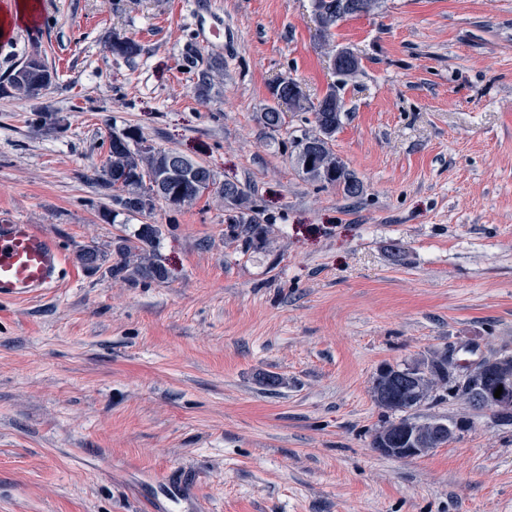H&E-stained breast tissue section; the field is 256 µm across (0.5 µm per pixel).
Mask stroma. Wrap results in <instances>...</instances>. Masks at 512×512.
Returning a JSON list of instances; mask_svg holds the SVG:
<instances>
[{"instance_id":"1","label":"stroma","mask_w":512,"mask_h":512,"mask_svg":"<svg viewBox=\"0 0 512 512\" xmlns=\"http://www.w3.org/2000/svg\"><path fill=\"white\" fill-rule=\"evenodd\" d=\"M41 7L0 47V83L35 52L55 74L45 100L0 97V220L48 233L70 276L0 301V512H512L491 411L421 407L468 421L422 457L371 446L382 366L512 353V0H382L327 39L310 0ZM342 48L360 67L331 148L354 199L297 166L310 113L260 119L283 79L319 100ZM128 129L238 184L267 235L228 236L211 194L106 220L104 138ZM143 224L167 280L78 263Z\"/></svg>"}]
</instances>
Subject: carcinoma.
<instances>
[{
    "label": "carcinoma",
    "instance_id": "obj_1",
    "mask_svg": "<svg viewBox=\"0 0 512 512\" xmlns=\"http://www.w3.org/2000/svg\"><path fill=\"white\" fill-rule=\"evenodd\" d=\"M11 86V96L27 100L42 98L40 89L32 88L29 82L8 80ZM313 116V122L318 130L315 135H308L296 143L297 151L308 148V143H321L317 164L310 170L304 171L307 178L313 182L330 185L349 197H359L363 193V182L359 177L339 160L330 147V142L341 124L342 109L329 106L321 108L314 103L304 107ZM175 151L165 149L142 150L132 132L125 133V143L108 140V150L102 170L99 174L101 187L106 191H115L112 200L116 201L128 215L142 213L140 197L153 191V186L145 181V177L157 175L164 171L170 156ZM199 178L186 181L180 191V197L164 198V203L172 208H180L190 204L205 194L216 192L224 197V190L212 189L217 184L212 170L203 164H197ZM235 198L234 209L238 210L229 224L231 234H244L249 238L265 233V228L259 223L254 206L250 205L244 190L233 185ZM159 236V229L151 226L146 234L138 233L135 238L119 237L113 241V253L116 262L107 268L114 278L119 277L129 282L158 281L168 279V270L158 261L147 256V248L153 246ZM81 265L96 271L106 262V255L96 246H88L78 255ZM424 366L430 371L431 378L407 379L392 368L379 371L373 383V396L376 404L384 412L385 420L375 430L372 438V448H403L408 437L418 440L425 448H438L448 442V433L433 430L428 426L429 420H421L416 411L428 402H439L447 398H463L461 393H452V389L461 386L462 381L451 371V363L433 355L430 362L412 364L413 368ZM508 377L512 383V354L507 359L486 366L475 378L477 388L485 392V402L476 410H490L505 420H511L512 415L507 410L498 407L493 392L497 385Z\"/></svg>",
    "mask_w": 512,
    "mask_h": 512
}]
</instances>
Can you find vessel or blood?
I'll use <instances>...</instances> for the list:
<instances>
[{
	"label": "vessel or blood",
	"instance_id": "b4317fda",
	"mask_svg": "<svg viewBox=\"0 0 512 512\" xmlns=\"http://www.w3.org/2000/svg\"><path fill=\"white\" fill-rule=\"evenodd\" d=\"M36 0L23 10L0 13V34L11 37L16 27L41 24ZM68 272L63 251L33 224L0 222V301L25 300L64 282Z\"/></svg>",
	"mask_w": 512,
	"mask_h": 512
}]
</instances>
